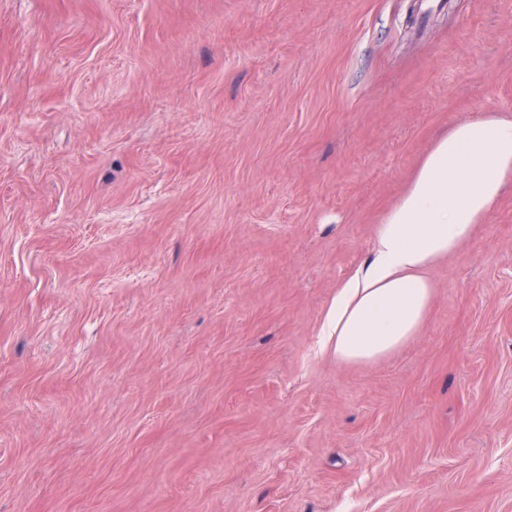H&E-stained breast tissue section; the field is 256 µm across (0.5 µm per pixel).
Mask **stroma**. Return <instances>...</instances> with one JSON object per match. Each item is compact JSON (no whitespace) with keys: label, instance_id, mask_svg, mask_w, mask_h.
Listing matches in <instances>:
<instances>
[{"label":"stroma","instance_id":"obj_1","mask_svg":"<svg viewBox=\"0 0 512 512\" xmlns=\"http://www.w3.org/2000/svg\"><path fill=\"white\" fill-rule=\"evenodd\" d=\"M0 0V512H512V185L418 336L318 332L512 0Z\"/></svg>","mask_w":512,"mask_h":512}]
</instances>
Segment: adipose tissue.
<instances>
[{"instance_id": "1", "label": "adipose tissue", "mask_w": 512, "mask_h": 512, "mask_svg": "<svg viewBox=\"0 0 512 512\" xmlns=\"http://www.w3.org/2000/svg\"><path fill=\"white\" fill-rule=\"evenodd\" d=\"M512 182V118L449 129L376 227L371 252L338 289L320 329L337 363H371L422 330L434 289L426 272L456 252Z\"/></svg>"}]
</instances>
